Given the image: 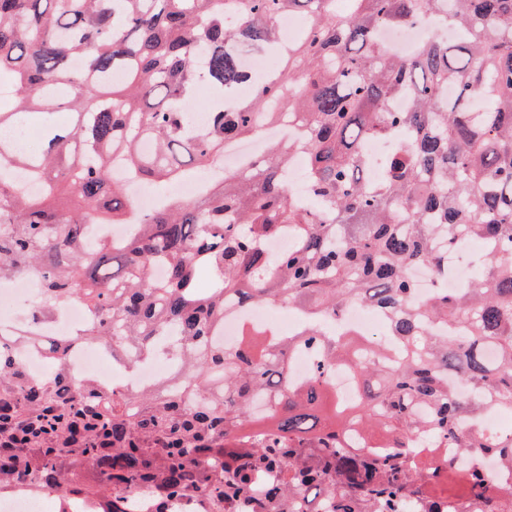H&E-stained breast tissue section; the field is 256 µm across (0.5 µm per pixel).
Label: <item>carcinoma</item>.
<instances>
[{"label":"carcinoma","instance_id":"cac0c4a2","mask_svg":"<svg viewBox=\"0 0 512 512\" xmlns=\"http://www.w3.org/2000/svg\"><path fill=\"white\" fill-rule=\"evenodd\" d=\"M349 2L340 13L336 0H0V74L14 88L0 129L46 116L37 158L0 139V282L36 279L41 320L74 301L96 317L58 340L0 337V493L28 480L89 512H239L253 499L255 512H309L308 491L329 496V512H402L406 501L446 512L443 500L459 496L498 512L486 473L459 476L411 448L415 435L444 438L512 466V437L462 427L489 408L512 411V0H452L460 41L427 38L408 59L390 56L378 32L445 0ZM282 13L308 30L284 69L259 79L241 55L258 63L278 49ZM242 85L250 98L236 102ZM201 86L212 99L197 128L187 103ZM401 97L408 108L392 110ZM60 109L73 125L51 119ZM284 113L304 128L300 142H271L196 199L141 213L114 172L176 182ZM403 129L411 140L371 178L363 143ZM297 152L314 208L285 182ZM105 224L131 232L115 243ZM285 232L292 247L267 252ZM457 232L489 245L487 271L418 298L411 269L448 275L442 242ZM157 264L163 280L151 277ZM260 302L313 316L371 306L389 339L368 360L365 340L316 324L234 351L208 342L231 306ZM168 336L181 371L141 392L69 373L77 339L135 365ZM17 346L44 353L43 377L15 360ZM303 348L317 363L296 382L290 356ZM345 360L362 383L353 409L329 385ZM458 378L473 396L455 392ZM351 429L375 448L347 447Z\"/></svg>","mask_w":512,"mask_h":512}]
</instances>
